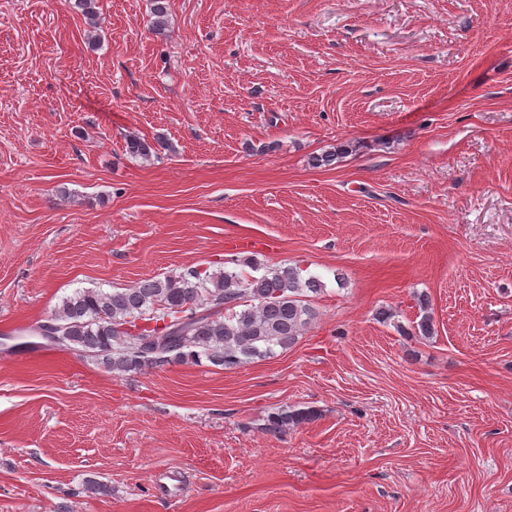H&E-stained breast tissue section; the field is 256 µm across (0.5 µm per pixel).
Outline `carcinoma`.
<instances>
[{
  "instance_id": "1",
  "label": "carcinoma",
  "mask_w": 512,
  "mask_h": 512,
  "mask_svg": "<svg viewBox=\"0 0 512 512\" xmlns=\"http://www.w3.org/2000/svg\"><path fill=\"white\" fill-rule=\"evenodd\" d=\"M74 8L90 20L93 29L103 24L97 0H75ZM153 27L166 26V0H153ZM126 150L133 157L150 159L156 146L131 136ZM218 272L197 268L163 277L154 276L128 288H83L62 299L47 317L67 335L55 345L92 360L106 372L120 377L175 363L231 369L254 358L288 349L314 323L318 312L313 298L323 292L320 278L304 275L298 266L261 269L250 259H232ZM249 267L246 272L243 267ZM419 333H434L428 296L418 297ZM174 320L167 332L147 342L123 330L141 321ZM315 417V411L281 409L269 415L263 430L281 435Z\"/></svg>"
}]
</instances>
